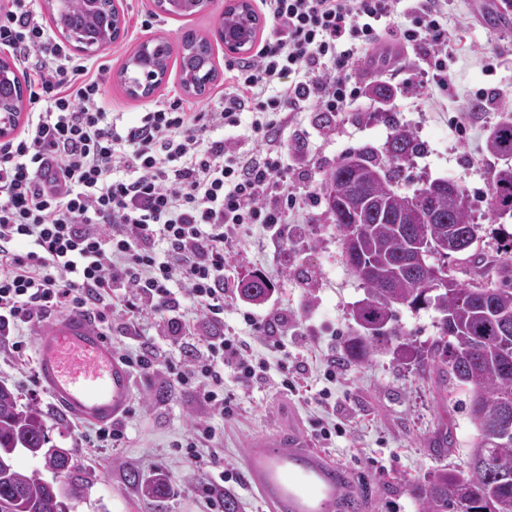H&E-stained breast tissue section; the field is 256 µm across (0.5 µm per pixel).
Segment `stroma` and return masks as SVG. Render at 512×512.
<instances>
[{
	"instance_id": "35a3bbf8",
	"label": "stroma",
	"mask_w": 512,
	"mask_h": 512,
	"mask_svg": "<svg viewBox=\"0 0 512 512\" xmlns=\"http://www.w3.org/2000/svg\"><path fill=\"white\" fill-rule=\"evenodd\" d=\"M126 17L124 36L88 60L104 72L102 104L118 126L137 122L150 100L129 97L118 74L137 47L146 40H163L170 47L167 77L156 95L182 91L177 57L185 32L210 38L218 70H225L231 54L217 40L215 21L226 0H215L209 13L178 17L156 11L153 0H119ZM154 14L150 30H137L138 14ZM448 14L457 31L448 46L451 86L425 83L420 75L433 53L427 44L408 49L384 72L364 65L354 69L364 93L347 112L322 117L314 112L296 115L278 135L290 143L289 183L298 193L321 189L326 174L349 153L382 149L396 118L422 144L419 154L405 166L400 192L413 193L423 183L447 179L468 196L470 216L478 224L477 253L499 254L512 241V215L488 211V185L492 173L505 167V159L490 154L486 137L512 111V24L488 20L477 0H448ZM382 83L392 91L388 103L367 95L366 89ZM236 279L260 271L275 291L271 302L255 306L267 314L271 306L283 308L298 334L288 343L289 359L303 357L312 390L330 388L333 404L320 409L268 387L242 391L240 406L224 422L223 463L241 468L248 443L272 434L294 421L309 447L324 452L351 477L352 491L362 493L361 512H419L407 491L409 483L429 477L446 464L465 466L477 431L470 420V392L458 390L441 402L437 383L414 365L398 359L395 349L428 350L439 334L440 314L433 307L399 305L389 327L386 348L362 363L339 364L346 339L361 335L352 310L366 296V288L346 264L342 243L324 199L303 200L298 217L289 224L286 249H258L252 237L241 236L232 248ZM336 361V380L326 382L328 361ZM132 407L120 426L127 440L119 448H83L80 435L93 434V424L66 416L49 395L39 405L48 414L53 445L74 448L79 454L87 488L82 498L67 502L69 512H206L195 477L186 475L173 449L188 434L193 419L207 410L190 395L170 388L160 373H140ZM341 424L331 448H323L315 435L318 420ZM450 432L447 451L439 449V435ZM139 468L145 479L166 473L169 491L154 498L125 480L126 466Z\"/></svg>"
}]
</instances>
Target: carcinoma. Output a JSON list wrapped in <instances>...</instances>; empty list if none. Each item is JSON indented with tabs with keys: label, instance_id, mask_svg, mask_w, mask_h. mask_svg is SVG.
Segmentation results:
<instances>
[{
	"label": "carcinoma",
	"instance_id": "cac0c4a2",
	"mask_svg": "<svg viewBox=\"0 0 512 512\" xmlns=\"http://www.w3.org/2000/svg\"><path fill=\"white\" fill-rule=\"evenodd\" d=\"M61 30L81 28L95 30L100 18L89 13L84 4L52 17ZM211 44L197 34L184 41L180 57L181 72H192L209 63ZM486 146L499 157H512V112H506L490 130ZM421 149L408 129L394 126L383 150L374 153L360 150L363 180L359 183H336V169H331L321 191L328 212L346 241L348 227L361 224L354 250L363 266L379 269L375 276L360 280L367 296L353 311L355 321L365 330L363 336L348 338L344 346L349 361H364L383 345L387 325L396 305L418 307L428 304V297L416 287L417 274L407 262L410 247L432 235L427 224H399L406 194L395 185L396 173L403 163ZM489 208L492 213L512 211V166L493 172L489 185ZM443 215L450 222L441 225L445 234L473 228L468 196L456 186L450 196L439 201ZM473 277L467 284L443 292L439 336L422 353L400 350V356L413 361L421 373H434L443 387L471 388L470 418L477 430L469 453L467 471L446 465L436 469L431 478L412 482L408 491L420 512H459V504L468 498L478 512H512V441L484 443L490 429L503 422L512 423V354L503 351L512 345V255L488 260L470 255ZM271 284L256 273L241 288L249 302H262ZM49 429L46 413L36 405L22 407L14 392L0 384V512H67L58 486L39 474L20 470L12 454L23 448L42 455L48 469L68 462L65 477L73 486L72 497H82L84 479L76 475L80 464L76 454L58 455L47 448Z\"/></svg>",
	"mask_w": 512,
	"mask_h": 512
}]
</instances>
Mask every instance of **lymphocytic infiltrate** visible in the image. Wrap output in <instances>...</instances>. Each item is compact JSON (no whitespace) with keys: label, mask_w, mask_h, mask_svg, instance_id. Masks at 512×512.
I'll use <instances>...</instances> for the list:
<instances>
[{"label":"lymphocytic infiltrate","mask_w":512,"mask_h":512,"mask_svg":"<svg viewBox=\"0 0 512 512\" xmlns=\"http://www.w3.org/2000/svg\"><path fill=\"white\" fill-rule=\"evenodd\" d=\"M400 0H259L270 30L254 53L232 62L214 106L194 111L179 95L153 102L123 128L100 104L102 79L91 74L43 23L31 0H0V51L28 75L36 109L22 130L0 140V337L52 315L95 310L123 336L143 337L146 318L177 342L196 323L212 329L179 358L150 351L124 355L134 370L159 371L173 389L211 412L196 422L182 461L202 478L208 512H223L224 485L239 475L218 468V420L235 413L233 378L243 388L278 370V391L303 392L302 368H289L288 318L244 311L247 336L224 325L238 287L227 271L236 235L260 225L258 246L288 238L298 199L288 184V153L269 143L291 113L347 111L359 98L356 64L374 65L381 30L394 25ZM447 0H420L401 45L446 48ZM261 149L244 153L234 129L243 112ZM231 129L213 139L212 128ZM263 336L277 362L256 357Z\"/></svg>","instance_id":"1"}]
</instances>
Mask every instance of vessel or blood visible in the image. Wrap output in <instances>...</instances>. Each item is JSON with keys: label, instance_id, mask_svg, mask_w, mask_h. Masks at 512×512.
<instances>
[{"label": "vessel or blood", "instance_id": "vessel-or-blood-1", "mask_svg": "<svg viewBox=\"0 0 512 512\" xmlns=\"http://www.w3.org/2000/svg\"><path fill=\"white\" fill-rule=\"evenodd\" d=\"M34 353L40 384L65 414L99 426L127 416L133 373L88 314L46 320L34 339ZM245 467L275 512H342L347 474L304 447L296 431L254 439Z\"/></svg>", "mask_w": 512, "mask_h": 512}]
</instances>
